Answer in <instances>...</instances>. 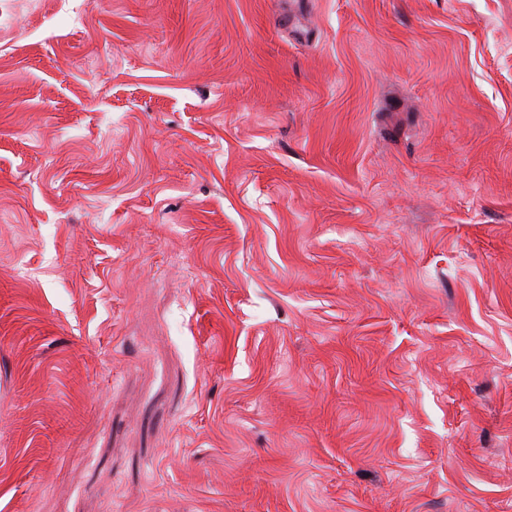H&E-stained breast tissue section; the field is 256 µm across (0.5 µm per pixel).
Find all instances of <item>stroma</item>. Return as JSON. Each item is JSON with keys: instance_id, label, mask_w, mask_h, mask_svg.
<instances>
[{"instance_id": "stroma-1", "label": "stroma", "mask_w": 512, "mask_h": 512, "mask_svg": "<svg viewBox=\"0 0 512 512\" xmlns=\"http://www.w3.org/2000/svg\"><path fill=\"white\" fill-rule=\"evenodd\" d=\"M0 512H512V0H0Z\"/></svg>"}]
</instances>
